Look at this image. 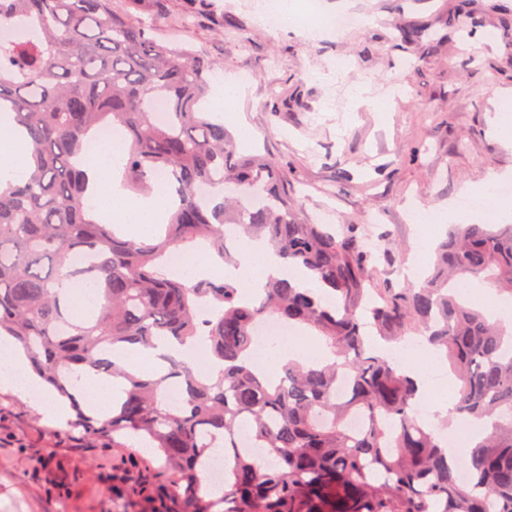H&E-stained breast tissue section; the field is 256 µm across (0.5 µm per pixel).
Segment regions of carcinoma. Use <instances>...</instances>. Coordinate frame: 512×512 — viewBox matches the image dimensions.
<instances>
[{
  "instance_id": "obj_1",
  "label": "carcinoma",
  "mask_w": 512,
  "mask_h": 512,
  "mask_svg": "<svg viewBox=\"0 0 512 512\" xmlns=\"http://www.w3.org/2000/svg\"><path fill=\"white\" fill-rule=\"evenodd\" d=\"M1 28L22 31L0 40V108L27 131L32 166L0 190V339L69 403L70 428L152 449L172 476L176 512H512V324L458 291L461 279H476L512 300V224H455L416 287L375 288L378 245L364 225L310 222L283 170L239 154L224 125L203 118L207 59L150 37V24L113 0H0ZM159 97L164 121L152 108ZM110 128L129 141L130 193L150 192L159 171L177 193L168 223L148 240L92 217L79 157ZM205 183L212 192L202 197ZM226 224L265 240L320 288L274 279L256 303L236 281L187 283L164 270L167 253L200 244L237 262ZM66 282L91 289L95 307L71 305ZM268 318L310 333L327 357L262 377L248 355L254 326ZM368 327L385 343L420 336L442 354L456 382L443 428L453 418L484 425L464 461L468 484L416 416L417 382L370 346ZM201 335L216 377L172 357L151 372L118 362L130 346H183ZM85 375L122 380L104 416L82 393ZM343 377L349 391L338 398ZM172 380L183 387L181 407L166 401ZM356 416L365 426L353 433ZM221 453L224 484L203 486ZM259 455L269 459L263 468Z\"/></svg>"
}]
</instances>
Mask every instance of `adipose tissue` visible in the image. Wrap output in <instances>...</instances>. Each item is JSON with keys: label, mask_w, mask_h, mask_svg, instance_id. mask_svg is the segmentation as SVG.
<instances>
[{"label": "adipose tissue", "mask_w": 512, "mask_h": 512, "mask_svg": "<svg viewBox=\"0 0 512 512\" xmlns=\"http://www.w3.org/2000/svg\"><path fill=\"white\" fill-rule=\"evenodd\" d=\"M28 139L16 135L9 113H0V175L11 180L26 172L28 167ZM127 149L118 139L97 138L91 141L80 162L88 173L95 196L99 199L98 213L102 222L120 217L127 233L136 239L148 238L153 225L164 223L170 208V192L167 185L155 184L150 195L131 198L120 182L112 177ZM284 263L261 240H251L241 245L238 266L224 269L226 278L239 281L248 292H257L268 279L281 277ZM172 355L189 364H197L198 354L189 346H179L166 340H158L152 348H132L125 352L127 365L149 371L156 367L160 356ZM394 358L419 382L420 401L431 413L448 414V398L441 387L434 385L429 375L438 365L436 353L427 350L419 354L395 352Z\"/></svg>", "instance_id": "obj_1"}]
</instances>
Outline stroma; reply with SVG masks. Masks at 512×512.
<instances>
[{
  "mask_svg": "<svg viewBox=\"0 0 512 512\" xmlns=\"http://www.w3.org/2000/svg\"><path fill=\"white\" fill-rule=\"evenodd\" d=\"M460 0H323L324 13L368 16L363 27L311 38L291 25L270 30L253 0H120L152 22V35L181 44L211 64L209 79L245 80L247 93L226 105L224 123H247V154L260 150L288 172L298 208L311 219L382 226L387 235L374 283L391 263L412 261L424 236L456 224L464 186L488 174L512 175V112L502 134L488 125L512 94V0H468L476 23L448 25ZM422 29L409 43L402 31ZM363 95H356V88ZM389 98L380 112L376 99ZM442 216L417 224L413 208ZM46 393L0 387V512H163L168 479L150 497L118 488L133 458L152 470L147 448H116L49 421Z\"/></svg>",
  "mask_w": 512,
  "mask_h": 512,
  "instance_id": "1",
  "label": "stroma"
}]
</instances>
